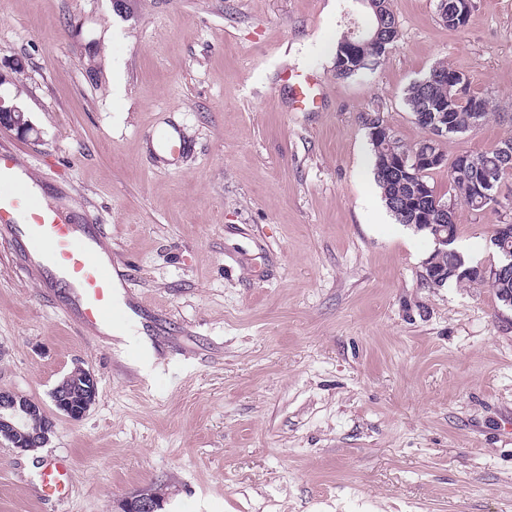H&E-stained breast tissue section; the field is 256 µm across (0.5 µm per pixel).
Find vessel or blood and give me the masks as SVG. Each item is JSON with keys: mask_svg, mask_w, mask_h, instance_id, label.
<instances>
[{"mask_svg": "<svg viewBox=\"0 0 512 512\" xmlns=\"http://www.w3.org/2000/svg\"><path fill=\"white\" fill-rule=\"evenodd\" d=\"M322 101L320 83L308 75L292 81L291 106L303 110ZM20 160L10 147L0 145V228L40 278L62 282L69 290L66 315L92 335L127 321L112 266L101 259L102 241L93 224L73 223L37 194L19 176ZM67 460L50 461L38 477V494L56 499L70 492Z\"/></svg>", "mask_w": 512, "mask_h": 512, "instance_id": "obj_1", "label": "vessel or blood"}]
</instances>
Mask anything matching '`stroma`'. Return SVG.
<instances>
[{
    "instance_id": "1",
    "label": "stroma",
    "mask_w": 512,
    "mask_h": 512,
    "mask_svg": "<svg viewBox=\"0 0 512 512\" xmlns=\"http://www.w3.org/2000/svg\"><path fill=\"white\" fill-rule=\"evenodd\" d=\"M390 7L397 42L339 79L359 0H0V95L39 132L0 143L99 225L154 351L141 375L138 348L66 320V290L0 232V390L50 413L74 367L99 387L44 447L0 441V512H121L154 489L175 512H512V310L488 286L424 287L434 244L386 208L361 121L425 139L405 93L445 63L492 114L439 150L512 136V0H472L458 31L436 0ZM287 71L317 76L318 107L291 109ZM509 220L457 207L458 250L493 263ZM55 458L61 501L32 491Z\"/></svg>"
}]
</instances>
